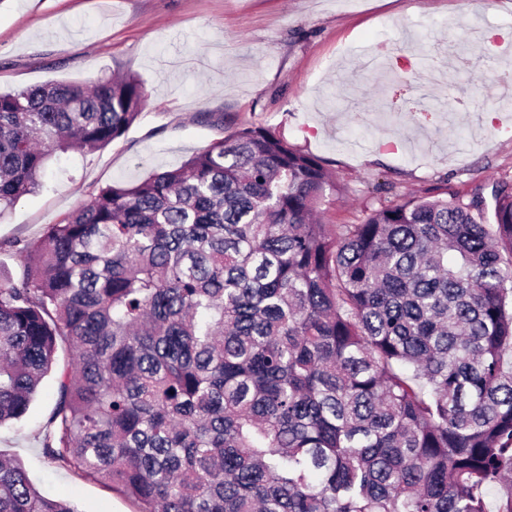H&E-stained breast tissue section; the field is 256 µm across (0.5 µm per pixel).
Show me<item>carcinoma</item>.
I'll return each instance as SVG.
<instances>
[{"label":"carcinoma","instance_id":"obj_1","mask_svg":"<svg viewBox=\"0 0 512 512\" xmlns=\"http://www.w3.org/2000/svg\"><path fill=\"white\" fill-rule=\"evenodd\" d=\"M131 76L0 93V216L124 135ZM263 127L99 189L0 282V425L70 358L45 457L139 512H512V183L324 224ZM0 512H75L0 456Z\"/></svg>","mask_w":512,"mask_h":512}]
</instances>
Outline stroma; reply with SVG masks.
Masks as SVG:
<instances>
[{
    "label": "stroma",
    "mask_w": 512,
    "mask_h": 512,
    "mask_svg": "<svg viewBox=\"0 0 512 512\" xmlns=\"http://www.w3.org/2000/svg\"><path fill=\"white\" fill-rule=\"evenodd\" d=\"M491 30L502 40L489 60ZM114 74L143 82L145 106L106 147L56 154L44 188L0 217L1 280L26 273L9 242L252 124L322 160L341 188L332 224L512 181V111L496 104L512 83V0H0V91ZM56 391L46 375L27 414L0 427V453L77 512H136L43 456Z\"/></svg>",
    "instance_id": "obj_1"
}]
</instances>
